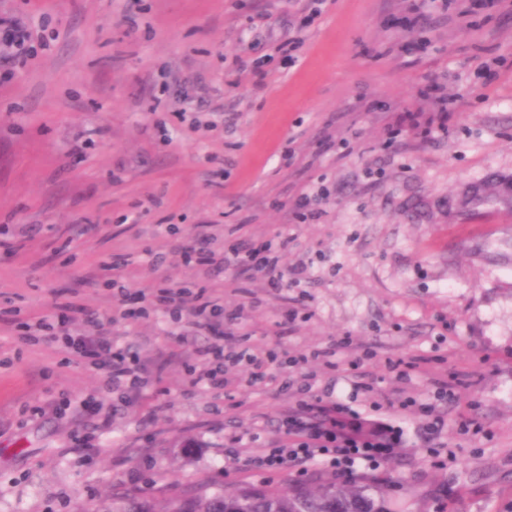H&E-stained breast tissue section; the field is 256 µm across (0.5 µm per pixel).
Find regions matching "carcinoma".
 <instances>
[{"label":"carcinoma","mask_w":512,"mask_h":512,"mask_svg":"<svg viewBox=\"0 0 512 512\" xmlns=\"http://www.w3.org/2000/svg\"><path fill=\"white\" fill-rule=\"evenodd\" d=\"M391 492L392 485L374 474L345 480L317 474L286 490L244 486L232 494L212 493L199 480L155 503L132 489L114 493L100 512H397Z\"/></svg>","instance_id":"obj_1"}]
</instances>
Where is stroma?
I'll use <instances>...</instances> for the list:
<instances>
[{"label": "stroma", "mask_w": 512, "mask_h": 512, "mask_svg": "<svg viewBox=\"0 0 512 512\" xmlns=\"http://www.w3.org/2000/svg\"><path fill=\"white\" fill-rule=\"evenodd\" d=\"M0 0L32 30L34 56L0 69V512H94L114 483L156 497L202 479L288 488L298 475L249 464L295 407L288 370L211 390L187 374L205 339L153 313L118 319L111 290L207 289L245 305L253 351L300 355L350 337L335 367L307 365L324 403L402 440L382 473L404 482V512H512V0H465L423 26L422 0ZM300 45L293 58L278 44ZM257 61L239 72L236 58ZM455 98L445 130L429 79ZM326 187L318 218L294 196ZM208 227L198 237L197 225ZM289 245L300 286L273 292L244 269L184 263L176 245L223 252ZM129 262L111 269L113 257ZM95 317L131 346L147 384L116 406L102 371L22 323L58 306ZM370 358L357 361L356 350ZM419 359L408 382L388 359ZM469 373L443 409V448L420 432L436 380ZM115 405L93 427L73 401ZM412 399L407 409L399 400ZM479 431H460L458 420ZM248 442L228 463L231 437Z\"/></svg>", "instance_id": "35a3bbf8"}]
</instances>
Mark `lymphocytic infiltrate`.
I'll use <instances>...</instances> for the list:
<instances>
[{
  "instance_id": "lymphocytic-infiltrate-1",
  "label": "lymphocytic infiltrate",
  "mask_w": 512,
  "mask_h": 512,
  "mask_svg": "<svg viewBox=\"0 0 512 512\" xmlns=\"http://www.w3.org/2000/svg\"><path fill=\"white\" fill-rule=\"evenodd\" d=\"M184 262L211 267H247L254 277L260 278L272 290L291 287L288 273L279 265V256L271 247H261L247 253L232 252L217 254L211 251L198 252L181 250ZM122 318L137 320L149 317L152 310L163 308L174 320H181L183 313H190V325L196 334L209 337L210 342L197 352V362L190 371L193 382L210 389H221L229 383L231 367L245 363L251 368L252 381L263 380L270 363L277 360L276 351L265 355L253 354L243 343L237 331L225 330V323H240L244 317L243 308L225 311L205 291H191L187 288H162L153 297L130 295L127 289L116 294ZM27 339L39 341L41 337L56 339L70 356L105 372V387L110 391L137 389L145 385L143 368L138 357L116 347L106 336H88L71 325L67 307H59L51 318L25 323ZM310 384H303L302 392L307 400L283 414L279 420L280 440L271 444L261 454L252 458L256 469L278 472L296 468L298 475L308 473L311 463L326 464L333 477L345 479L359 468L372 470L381 467L394 452L392 445L377 439H360L350 436L339 419L340 414L349 412L351 402L357 401L359 393L365 391V384H355L348 402L326 407L321 398L312 395Z\"/></svg>"
}]
</instances>
